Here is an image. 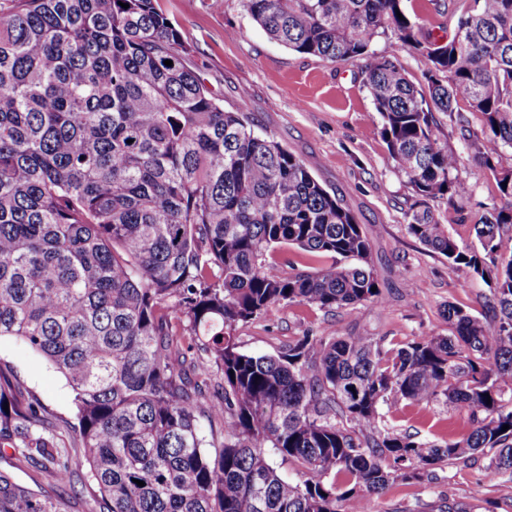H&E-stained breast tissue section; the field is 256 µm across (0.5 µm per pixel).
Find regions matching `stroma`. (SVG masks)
<instances>
[{
    "instance_id": "1",
    "label": "stroma",
    "mask_w": 512,
    "mask_h": 512,
    "mask_svg": "<svg viewBox=\"0 0 512 512\" xmlns=\"http://www.w3.org/2000/svg\"><path fill=\"white\" fill-rule=\"evenodd\" d=\"M159 5L183 36L190 65L220 95L225 110L247 102L255 131L303 160L354 214L384 281L383 306L361 307L352 317L290 304L241 324L235 332L241 350L276 355L308 333L360 332L405 343L428 333L450 335L447 304L484 314L488 286L466 266L449 268L443 256L406 231L405 213L415 193L387 152L361 61L330 63L270 41L240 0H159ZM436 121L437 136L461 156L458 174L472 192L456 205L436 198L429 207L458 242L471 245L473 226L497 198V187L447 116L437 114ZM0 372L19 380L27 396L43 404L45 424L59 444L73 446L69 425L75 410L65 377L10 337L0 339ZM388 423L429 441L469 428L465 410L442 402L397 401ZM487 463L478 455L437 468L429 481H396L375 510L446 512L452 506L456 512H512V478L486 480Z\"/></svg>"
}]
</instances>
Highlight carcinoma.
Returning <instances> with one entry per match:
<instances>
[{
  "instance_id": "carcinoma-1",
  "label": "carcinoma",
  "mask_w": 512,
  "mask_h": 512,
  "mask_svg": "<svg viewBox=\"0 0 512 512\" xmlns=\"http://www.w3.org/2000/svg\"><path fill=\"white\" fill-rule=\"evenodd\" d=\"M8 2L0 337L65 376L78 424L74 448L55 447L41 404L0 379V447L51 477L37 493L0 472V512H62L81 464L100 512H373L390 483L477 454L488 480L512 477V0H442L457 17L446 38L403 0H241L289 49L363 61L383 141L417 197L408 233L490 287L480 317L447 305L448 336L390 348L360 333L302 336L279 355L240 350L234 331L283 304L349 315L383 305L351 211L254 131L246 104L224 110L158 0ZM387 32L418 53L424 83L371 49ZM461 102L481 115L483 136ZM436 112L498 189L475 245L427 206L471 193ZM283 246L333 262L307 272L268 261ZM399 399L463 408L471 428L419 440L386 424ZM275 456L301 479H282Z\"/></svg>"
}]
</instances>
